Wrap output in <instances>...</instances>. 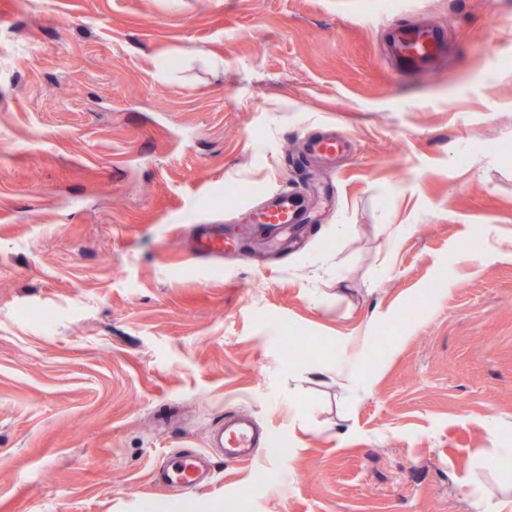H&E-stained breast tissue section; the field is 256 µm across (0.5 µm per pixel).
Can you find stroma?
<instances>
[{"label":"stroma","instance_id":"35a3bbf8","mask_svg":"<svg viewBox=\"0 0 512 512\" xmlns=\"http://www.w3.org/2000/svg\"><path fill=\"white\" fill-rule=\"evenodd\" d=\"M384 18L445 62L396 74ZM312 172L288 253L187 252ZM235 411L267 452L152 484ZM503 448L512 0H0V512H499ZM212 476L211 459L194 450L173 452L151 470L152 484L172 494L197 488Z\"/></svg>","mask_w":512,"mask_h":512}]
</instances>
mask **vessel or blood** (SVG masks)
Masks as SVG:
<instances>
[{
	"label": "vessel or blood",
	"instance_id": "b4317fda",
	"mask_svg": "<svg viewBox=\"0 0 512 512\" xmlns=\"http://www.w3.org/2000/svg\"><path fill=\"white\" fill-rule=\"evenodd\" d=\"M385 50L399 73L433 72L448 54L446 42L434 27L395 23L388 26ZM306 213L304 201L295 194L273 189L255 208L252 218L254 223L275 230L288 224L303 223ZM189 251L200 260L247 254L242 238L225 235L219 224L196 225ZM267 444V435L257 429L250 416L233 413L225 416L216 427L210 440L209 454L194 450L173 452L153 466L151 482L172 494L184 492L212 478V458H220L227 464L249 462Z\"/></svg>",
	"mask_w": 512,
	"mask_h": 512
}]
</instances>
